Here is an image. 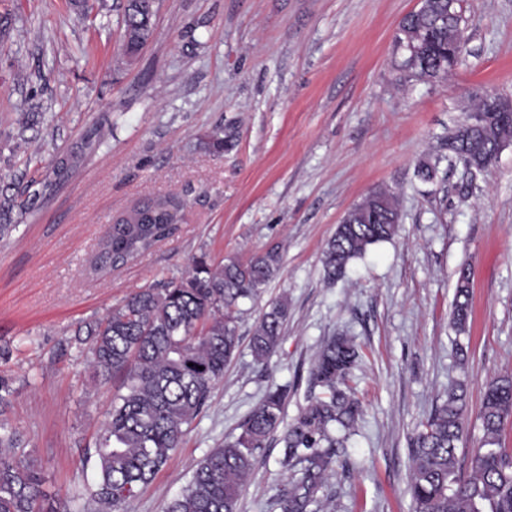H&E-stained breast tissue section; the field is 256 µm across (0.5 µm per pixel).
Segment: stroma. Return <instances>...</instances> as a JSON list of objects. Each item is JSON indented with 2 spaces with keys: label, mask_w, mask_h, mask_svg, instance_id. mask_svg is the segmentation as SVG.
<instances>
[{
  "label": "stroma",
  "mask_w": 512,
  "mask_h": 512,
  "mask_svg": "<svg viewBox=\"0 0 512 512\" xmlns=\"http://www.w3.org/2000/svg\"><path fill=\"white\" fill-rule=\"evenodd\" d=\"M0 0V179L30 191L81 139L96 141L60 189L0 241V377L6 419L33 460L45 507L73 502L94 477L97 430L118 384L89 367L76 334L131 294L186 275L195 257L246 260L278 247L282 268L238 321L240 346L179 448L127 512H166L197 464L238 435L276 383L293 419L321 344L347 333L363 358L353 383L363 415L321 492L325 512H414L410 443L456 382L466 389L470 461L492 377L512 375V145L469 170L448 138L474 98L512 100V0H461L465 44L447 80L399 67L395 35L418 0H159L154 34L124 53L123 0ZM43 123L22 130L33 106ZM224 151L205 149L215 127ZM436 164L433 182L415 175ZM398 194L392 241L328 281L322 255L370 190ZM148 198L182 202L172 234L127 265L99 268L114 219ZM471 316L450 324L460 266ZM288 304L267 364L254 324ZM269 438L237 512H279L287 483Z\"/></svg>",
  "instance_id": "obj_1"
}]
</instances>
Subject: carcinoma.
Returning a JSON list of instances; mask_svg holds the SVG:
<instances>
[{
	"label": "carcinoma",
	"instance_id": "cac0c4a2",
	"mask_svg": "<svg viewBox=\"0 0 512 512\" xmlns=\"http://www.w3.org/2000/svg\"><path fill=\"white\" fill-rule=\"evenodd\" d=\"M154 14L144 0H128L124 9V51L134 56L152 35ZM397 48L415 53L416 78L433 71L448 76V47L462 52L465 43L459 6L431 0L427 16L411 12L400 23ZM485 130L461 126L451 148L465 166L488 167L498 147L512 141V118L485 113ZM91 141L75 145L40 182V189L18 200L17 186L0 189V241L16 230L18 216L52 195L85 157ZM180 211L175 200L135 205L112 225L99 256L100 266L115 268L165 239ZM396 196L369 191L338 225L323 251L330 280L344 277L349 264L376 244L391 240L398 229ZM281 255L272 246L248 261L229 257L219 265L196 259L180 279L143 288L86 323L89 365L102 377L119 381L108 417L96 440L93 484L86 489L81 512H125L137 491L149 484L179 447L186 426L201 413L213 385L239 346L237 319L241 305L255 301L278 274ZM470 271H457L451 313L463 330L471 312ZM288 306L269 304L254 327L250 349L258 363L268 360L282 340ZM361 357L354 339L326 340L309 372L306 405L284 423L285 390L268 389L247 416L241 431L211 450L191 480L168 504L166 512H237L241 487L259 453L279 433L283 468L292 471L277 494L280 512H317L319 493L334 471L336 449L355 431L361 408L350 385ZM512 415V376L493 377L485 385L479 419L484 443L474 449L471 471L460 464L457 450L467 419L466 392L456 386L422 423L410 448L409 493L414 512H512V449L501 444L504 420ZM20 437L0 422V512H44L42 481L34 465L16 456Z\"/></svg>",
	"mask_w": 512,
	"mask_h": 512
}]
</instances>
